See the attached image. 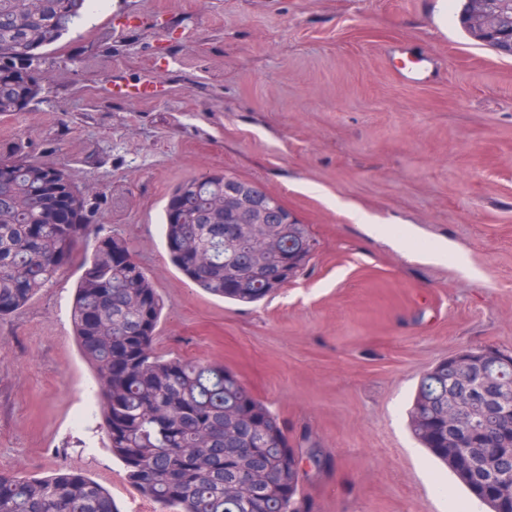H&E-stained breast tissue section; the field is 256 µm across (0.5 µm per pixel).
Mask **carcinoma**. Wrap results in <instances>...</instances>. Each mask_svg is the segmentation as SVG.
<instances>
[{
    "label": "carcinoma",
    "instance_id": "obj_1",
    "mask_svg": "<svg viewBox=\"0 0 512 512\" xmlns=\"http://www.w3.org/2000/svg\"><path fill=\"white\" fill-rule=\"evenodd\" d=\"M88 0H0V116L25 110L48 73L36 62L85 15ZM235 178L207 174L179 183L164 207L163 234L172 264L204 292L253 303L276 291L264 271L302 254L299 277L315 241L305 224L277 223L273 199L261 196L269 223H224L208 209ZM87 195L62 168L30 162L17 145L0 144V318L21 309L91 235ZM72 308L81 353L95 371L108 448L127 481L161 512H300L295 450L278 417L221 364L165 358L154 342L164 303L143 266L118 235H94ZM248 412L249 427L237 422ZM448 411V382L429 372L409 412L415 439L466 489L469 475L434 446L429 430ZM512 482V448L482 449ZM0 512H119L94 479L65 469L43 478L0 474Z\"/></svg>",
    "mask_w": 512,
    "mask_h": 512
}]
</instances>
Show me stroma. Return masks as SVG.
Segmentation results:
<instances>
[{"instance_id": "1", "label": "stroma", "mask_w": 512, "mask_h": 512, "mask_svg": "<svg viewBox=\"0 0 512 512\" xmlns=\"http://www.w3.org/2000/svg\"><path fill=\"white\" fill-rule=\"evenodd\" d=\"M463 0H109L39 61L36 102L0 143L61 166L90 221L132 246L165 302L155 350L220 363L330 465L306 512L473 503L414 439L422 376L464 350L512 355V57L472 37ZM436 76L398 78L409 58ZM165 84L115 99L110 81ZM225 173L265 188L317 242L305 273L236 304L170 262L172 188ZM385 227L366 236L338 201ZM404 238L401 246L392 237ZM79 260L0 319V473H84L120 512H159L105 446L70 317ZM474 504V503H473Z\"/></svg>"}]
</instances>
